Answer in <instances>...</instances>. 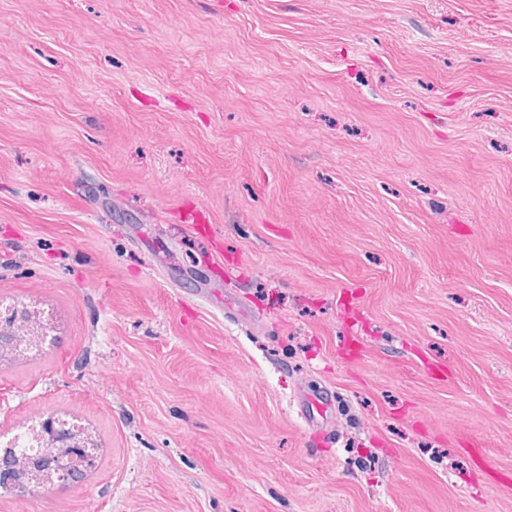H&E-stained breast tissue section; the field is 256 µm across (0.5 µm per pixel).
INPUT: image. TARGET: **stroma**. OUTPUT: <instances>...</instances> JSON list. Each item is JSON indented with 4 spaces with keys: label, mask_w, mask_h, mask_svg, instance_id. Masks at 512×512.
Returning <instances> with one entry per match:
<instances>
[{
    "label": "stroma",
    "mask_w": 512,
    "mask_h": 512,
    "mask_svg": "<svg viewBox=\"0 0 512 512\" xmlns=\"http://www.w3.org/2000/svg\"><path fill=\"white\" fill-rule=\"evenodd\" d=\"M0 299V512H512V0H0ZM44 417L45 419L41 425V435L50 445L57 448H47L41 441V457L46 461H50V459H54L61 454L59 448H74V453L72 454L74 461L86 470L96 469L98 455L95 448H99L97 441L93 439V448L76 447L74 444L75 437L70 429H66L52 413H47Z\"/></svg>",
    "instance_id": "stroma-1"
}]
</instances>
